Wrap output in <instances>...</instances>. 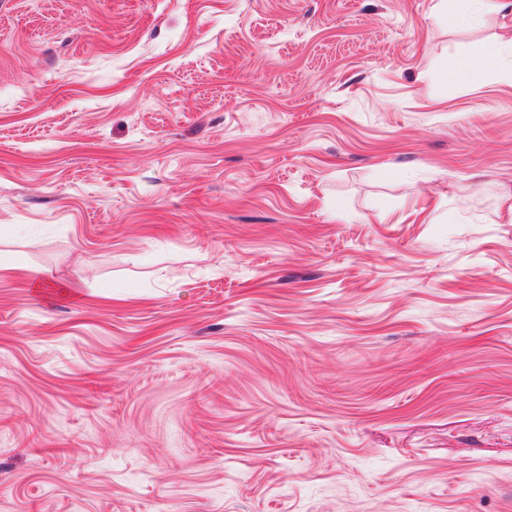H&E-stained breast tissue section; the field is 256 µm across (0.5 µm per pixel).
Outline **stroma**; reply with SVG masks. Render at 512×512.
Returning <instances> with one entry per match:
<instances>
[{"mask_svg":"<svg viewBox=\"0 0 512 512\" xmlns=\"http://www.w3.org/2000/svg\"><path fill=\"white\" fill-rule=\"evenodd\" d=\"M511 26L0 0V512H512Z\"/></svg>","mask_w":512,"mask_h":512,"instance_id":"35a3bbf8","label":"stroma"}]
</instances>
